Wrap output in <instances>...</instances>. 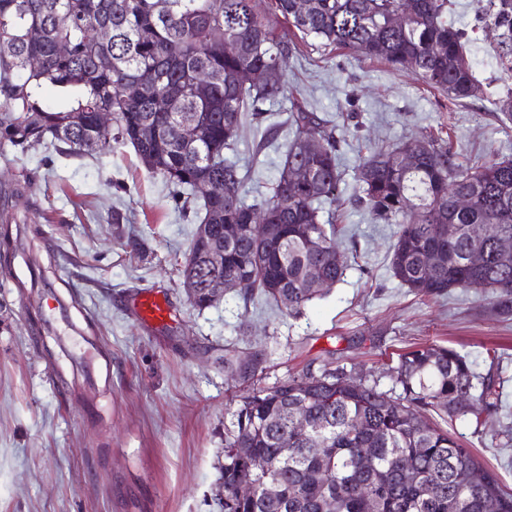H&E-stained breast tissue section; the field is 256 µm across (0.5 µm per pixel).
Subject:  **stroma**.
Returning a JSON list of instances; mask_svg holds the SVG:
<instances>
[{
  "label": "stroma",
  "instance_id": "1",
  "mask_svg": "<svg viewBox=\"0 0 512 512\" xmlns=\"http://www.w3.org/2000/svg\"><path fill=\"white\" fill-rule=\"evenodd\" d=\"M452 17L482 86L512 88L477 0H452ZM293 42L291 92L266 106L282 133L260 151L245 125L237 158L250 199L277 174L297 101L336 126L346 271L299 315L259 295L192 306L181 269L198 221L131 146L0 154V226H30L0 260V512H213L224 429L247 391L227 379L228 344L255 357L264 386L328 367L384 390L400 353L454 349L500 382L502 407L438 422L512 493V311L469 288L422 297L402 286L389 268L395 225L351 200L358 139L433 136L489 161L512 156V116L485 99L451 104L410 72L319 40ZM153 288L172 310L164 328L136 316L135 299Z\"/></svg>",
  "mask_w": 512,
  "mask_h": 512
}]
</instances>
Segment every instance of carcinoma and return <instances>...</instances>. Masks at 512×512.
<instances>
[{
	"label": "carcinoma",
	"instance_id": "1",
	"mask_svg": "<svg viewBox=\"0 0 512 512\" xmlns=\"http://www.w3.org/2000/svg\"><path fill=\"white\" fill-rule=\"evenodd\" d=\"M0 0V149L35 146L84 156L129 144L143 166L186 190L183 208L199 221L183 263V279L195 284L194 306L209 307V283L217 278L246 283L247 300L258 293L280 312L295 315L324 294L308 271L343 278L338 229L326 207L341 199L342 170L335 128L305 106L288 117L294 128L277 176L249 202L242 194L234 151L243 123H258L260 105L288 91V31L295 28L324 46L351 50L398 70H409L456 104L478 97L480 83L466 52L464 34L448 18V0ZM489 22L501 30L498 48L512 59V0H478ZM405 15L393 22L396 12ZM106 22L110 39L97 38ZM223 37L212 36L216 29ZM36 32L33 39L30 34ZM40 61L32 68L29 61ZM210 78L200 94L195 74ZM257 72L268 75L257 83ZM52 86L70 98L51 109L42 92ZM167 107L157 106L159 99ZM112 113L103 127L99 113ZM355 170L356 198L378 221L397 227L390 269L399 283L424 297L471 288L512 308V157L480 165L434 139L368 144ZM413 154L417 163L402 166ZM294 165L309 178H288ZM224 184V195L207 191ZM466 198L463 208L456 198ZM269 224L259 239L257 214ZM459 231L450 239L446 225ZM224 249V265H211L213 248ZM474 248L484 263H466ZM429 253L435 264L425 268ZM232 376L248 382L256 366L224 359ZM345 372L290 376L256 387L240 398L224 430L219 467V512H321L328 498L336 512H512V494L497 476H467L477 461L470 451L427 417L480 420L496 411L501 394L479 380L452 349L421 345L399 355L393 369L401 393L378 384L342 383ZM303 410L307 429L295 425ZM420 416L414 424L413 415ZM312 448L322 454L310 453ZM261 456L257 472L246 457ZM413 470L419 482L407 483ZM323 472L318 479L315 474ZM257 488L242 499L241 482ZM275 482L280 492L266 495Z\"/></svg>",
	"mask_w": 512,
	"mask_h": 512
}]
</instances>
